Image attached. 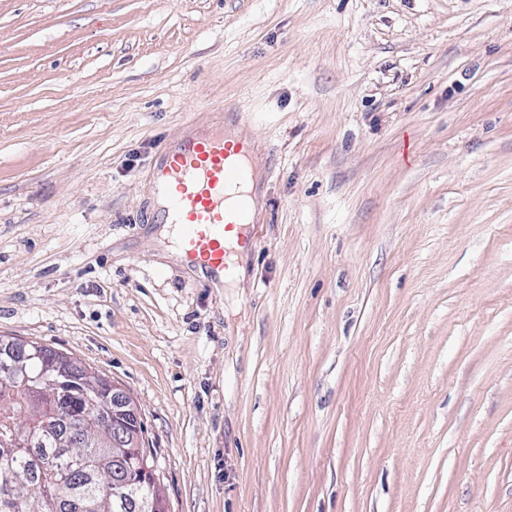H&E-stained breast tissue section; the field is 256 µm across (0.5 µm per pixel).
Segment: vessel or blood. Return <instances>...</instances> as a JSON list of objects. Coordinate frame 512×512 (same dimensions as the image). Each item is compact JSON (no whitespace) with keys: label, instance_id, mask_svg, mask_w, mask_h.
Instances as JSON below:
<instances>
[{"label":"vessel or blood","instance_id":"1","mask_svg":"<svg viewBox=\"0 0 512 512\" xmlns=\"http://www.w3.org/2000/svg\"><path fill=\"white\" fill-rule=\"evenodd\" d=\"M253 153L251 141L225 133L218 118L167 144L151 177L162 223L173 225L185 257L204 265L214 278L229 270L225 238L251 213L243 187L252 176Z\"/></svg>","mask_w":512,"mask_h":512}]
</instances>
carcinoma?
<instances>
[{
    "label": "carcinoma",
    "instance_id": "carcinoma-1",
    "mask_svg": "<svg viewBox=\"0 0 512 512\" xmlns=\"http://www.w3.org/2000/svg\"><path fill=\"white\" fill-rule=\"evenodd\" d=\"M27 360L32 375L68 365V394L47 415L54 437L37 434L28 414L31 395L19 382L0 372V512H117L124 487L141 481V464L151 451L112 449V436L93 426L96 412H112V382L63 353L42 344ZM56 455L52 471L38 459Z\"/></svg>",
    "mask_w": 512,
    "mask_h": 512
}]
</instances>
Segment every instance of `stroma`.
Listing matches in <instances>:
<instances>
[{
    "label": "stroma",
    "mask_w": 512,
    "mask_h": 512,
    "mask_svg": "<svg viewBox=\"0 0 512 512\" xmlns=\"http://www.w3.org/2000/svg\"><path fill=\"white\" fill-rule=\"evenodd\" d=\"M218 109L226 288L150 185ZM0 337L130 394L167 512H512V0H0Z\"/></svg>",
    "instance_id": "35a3bbf8"
}]
</instances>
